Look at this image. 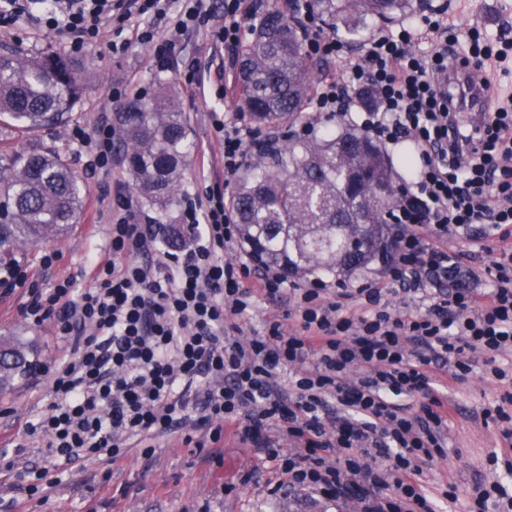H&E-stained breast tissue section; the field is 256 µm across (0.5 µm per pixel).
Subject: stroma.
I'll return each instance as SVG.
<instances>
[{
	"label": "stroma",
	"mask_w": 512,
	"mask_h": 512,
	"mask_svg": "<svg viewBox=\"0 0 512 512\" xmlns=\"http://www.w3.org/2000/svg\"><path fill=\"white\" fill-rule=\"evenodd\" d=\"M453 27L460 53L469 49L468 32L478 28L488 41H496L501 29L512 31V0H430ZM112 49V35L83 54L72 55L63 38L47 33L35 22L23 20L0 29V54L24 51L39 54L51 46L64 57L84 93L76 104L71 124L42 134L40 143L58 150L80 176L83 206L74 224L62 234L37 244L19 242L0 256V262L21 261L37 270L42 287L51 288L61 280L72 279L74 287H88L81 277L88 255L104 252L108 228L112 222L113 195L123 190L143 215L153 219L156 233L179 227L178 206L160 211L137 191L127 162L125 137H118L112 153L111 171L89 172L87 158L72 143V125L93 129L101 113H111L116 126H123L130 106L148 101L162 89L175 92L187 123L189 156L182 171L181 201L203 194L208 185L220 180L236 183V176L224 174V140L213 125L212 115L219 112L234 116L239 112L236 90V62L230 61L219 44L205 36L187 39L177 48L168 69L157 68L147 46L132 41ZM199 67L198 85L188 87L182 73L188 65ZM126 88L127 94L112 100V86ZM450 249L462 255L459 280L468 287L486 293L490 279L484 268L497 257V236L476 228L470 240L451 239ZM53 250L59 258L43 267L44 251ZM26 300L23 289L0 294V339L23 343L34 364H47L61 346L51 323L32 324L21 316ZM472 370L465 379L454 380L448 374L431 369L435 393L448 400L450 412L444 428L445 455L424 468L423 484L436 512H472L475 479L495 481L512 461V352L497 356L496 364L510 372L506 381L492 377L484 358L471 357ZM46 376L31 372L17 381L14 389L0 392V456L13 461L14 469L0 474V480H15L24 466L42 463L45 450L37 439L26 441L24 450H16L13 440L19 423L34 419L49 403ZM152 456L132 450L125 459L106 467L97 463L77 466L45 486L42 501L15 493L0 512H348L344 505L294 489L271 494L277 476L271 464L256 456L253 448L233 439H224V463L216 465L208 452L185 444L181 433L154 439ZM251 472L248 484H240L242 472ZM454 489L455 500L445 497Z\"/></svg>",
	"instance_id": "stroma-1"
}]
</instances>
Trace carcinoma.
I'll use <instances>...</instances> for the list:
<instances>
[{"label": "carcinoma", "mask_w": 512, "mask_h": 512, "mask_svg": "<svg viewBox=\"0 0 512 512\" xmlns=\"http://www.w3.org/2000/svg\"><path fill=\"white\" fill-rule=\"evenodd\" d=\"M324 24L357 36L366 19L392 21L414 0H313ZM318 79L310 72L297 27L273 5L241 53L239 103L267 126L306 116ZM83 93L59 53L0 55V129L21 134L65 122ZM128 165L151 204L178 202L188 157L187 128L175 97L162 93L126 113ZM390 163L376 142L353 127L319 139L276 144L239 178L230 207L243 242L258 262L284 277L336 275L388 250L386 221L370 205L379 185L393 192ZM80 177L54 150L29 146L0 152V248L16 237L39 243L64 231L81 206ZM26 349L0 343V388L31 370Z\"/></svg>", "instance_id": "1"}]
</instances>
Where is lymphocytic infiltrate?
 <instances>
[{"label": "lymphocytic infiltrate", "mask_w": 512, "mask_h": 512, "mask_svg": "<svg viewBox=\"0 0 512 512\" xmlns=\"http://www.w3.org/2000/svg\"><path fill=\"white\" fill-rule=\"evenodd\" d=\"M46 31L69 36L79 54L96 46L107 27L123 31L144 18L137 42L150 45L157 67H167L188 37L206 33L236 55L243 26L265 0H224V23L210 26L206 0H0V27L33 14ZM306 35L308 55L335 62L313 110L329 119L352 115L354 96L374 103L357 115L359 129L386 147L411 144L418 157L410 187L395 196L392 247L381 278L358 284L313 279L298 287L275 271H256L224 251L239 233L224 189L186 203L189 239L180 258L147 262L156 238L130 200L109 228L105 256L90 258V287L71 282L40 288L17 263L0 265V288L25 289L22 308L34 323L51 322L63 346L44 370L51 401L25 434L46 441V464L28 468V496L39 494L49 472L78 461L114 464L129 447L153 451L156 436L210 424L209 440L225 434L251 444L285 476L288 488L312 491L354 512H434L420 482L421 465L442 452L444 415L429 365L451 367L454 379L471 370L465 352L495 356L512 350V252H501L486 294L460 286L430 298L427 285L452 280L458 264L448 237L486 224L512 237V97H494L473 132L449 109L443 77L456 65L483 69L501 52L471 42L467 54L448 46V29L374 34L359 58L346 42L320 35L309 0H284ZM434 42L422 55L413 43ZM224 138V172L232 175L268 148L244 115L214 121ZM73 143L90 171L112 167L116 127L102 113L93 130L73 128ZM424 299L423 311L390 313L392 286ZM287 306L296 322L270 323L265 334L238 339L257 296ZM294 372L281 383V368ZM421 396L419 410L400 396Z\"/></svg>", "instance_id": "f902f5d3"}]
</instances>
